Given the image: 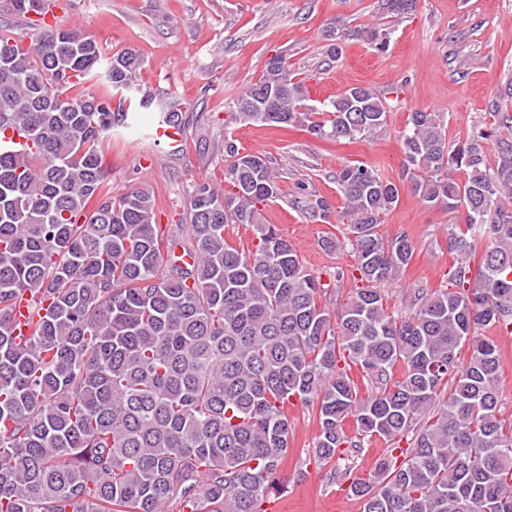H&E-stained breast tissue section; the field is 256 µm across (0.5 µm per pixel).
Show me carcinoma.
<instances>
[{"label":"carcinoma","instance_id":"1","mask_svg":"<svg viewBox=\"0 0 512 512\" xmlns=\"http://www.w3.org/2000/svg\"><path fill=\"white\" fill-rule=\"evenodd\" d=\"M49 1L11 0L40 30L28 45L0 22V512H261L296 402L316 408L322 465L361 447L348 418L364 438L411 436L401 461L351 482L363 512H512V418L500 415L497 346L481 335L512 331V140L497 136L512 113L452 148L440 113L408 114L409 191L465 223L448 233L455 288L419 291L405 317L387 311L383 286L414 245L378 232L400 186L367 164L339 169L363 287L332 311L321 277L262 222L260 205L281 192L269 157L224 138L229 188L195 186L185 238L156 222L149 185L112 196L105 143L138 113L112 110L94 86L139 96L179 131L188 107L142 89L135 51L106 58L85 31L46 23ZM416 2L385 8L405 15ZM346 36L388 42L375 27L332 39ZM268 90L277 111L250 108ZM231 123L351 141L385 131L387 107L368 86L311 105L276 54L231 101ZM9 131L34 151L6 147ZM233 224L254 231L253 248L228 242ZM23 301L31 331L19 341Z\"/></svg>","mask_w":512,"mask_h":512}]
</instances>
